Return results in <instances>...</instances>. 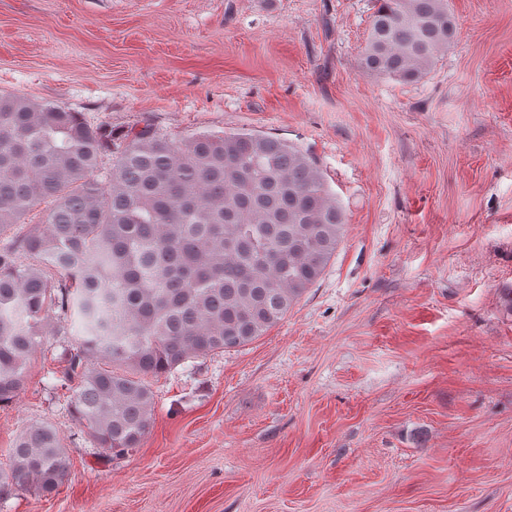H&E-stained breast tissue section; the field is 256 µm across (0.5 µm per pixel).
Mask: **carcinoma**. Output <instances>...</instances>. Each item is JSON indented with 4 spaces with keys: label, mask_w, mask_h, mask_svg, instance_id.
Wrapping results in <instances>:
<instances>
[{
    "label": "carcinoma",
    "mask_w": 512,
    "mask_h": 512,
    "mask_svg": "<svg viewBox=\"0 0 512 512\" xmlns=\"http://www.w3.org/2000/svg\"><path fill=\"white\" fill-rule=\"evenodd\" d=\"M457 31L448 0H376L361 68L423 79ZM0 405L57 312L70 407L123 456L153 421L147 378L246 345L276 326L336 253L345 214L311 154L251 131L173 138L116 130L67 107L0 92ZM68 456L26 428L0 500L51 493Z\"/></svg>",
    "instance_id": "1"
}]
</instances>
